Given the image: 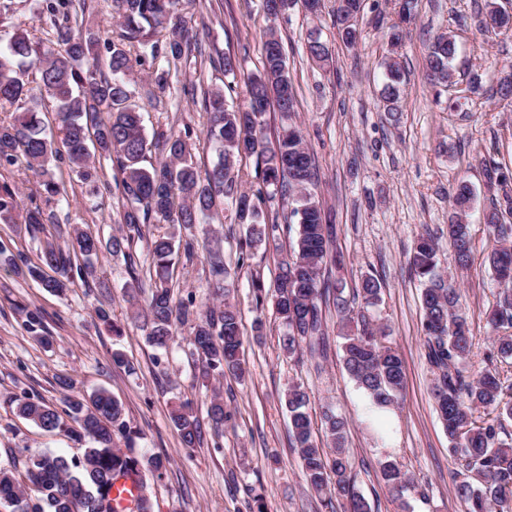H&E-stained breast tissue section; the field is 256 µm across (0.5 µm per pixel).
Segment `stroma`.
Returning <instances> with one entry per match:
<instances>
[{
	"label": "stroma",
	"instance_id": "35a3bbf8",
	"mask_svg": "<svg viewBox=\"0 0 512 512\" xmlns=\"http://www.w3.org/2000/svg\"><path fill=\"white\" fill-rule=\"evenodd\" d=\"M485 0H418L404 27L398 51H391L389 33L397 22L398 0H364L357 18L355 45L343 42L333 22L334 0H324L318 14L294 5L268 20L261 0H183L182 12L205 23L200 52L187 59L134 66L128 79L144 112L146 136L191 127L200 174L210 172L217 151L207 135L203 92L227 88L228 105L247 101L245 79L263 68L262 44L267 31L281 38L295 89L293 120L314 157L318 181L314 192L336 227L332 248L341 266H328L324 276L357 287L370 273L382 284L381 300L371 313L385 330L386 341L404 361L402 398L391 420H372L366 401L343 365L336 308L323 307L330 348L326 359L288 357L279 337L282 329L272 302L256 310L250 276L259 274L273 290L279 260L290 254L298 226L287 223L291 210L281 199L266 201L268 218L284 219L276 240L253 246L250 269L227 281V295L241 314L247 375L202 377L192 354V328L181 325L169 350L146 343L141 327L129 319L132 280L148 283L145 242H137L136 269L123 256L102 254L87 282H76L66 296L46 292L26 273L37 259L41 239L20 224L0 223V244L17 264H0V463L17 458L20 449L50 451L70 458L82 445L63 434L48 433L18 417L16 400L40 399L61 406L66 394L61 379L74 391L103 388L125 407L137 436L135 455L168 457L164 478L149 480L153 512H322L318 494L307 484L295 447L285 394L302 385L310 395L312 432L322 437V415L332 408L348 423V448L356 487L371 512H401L388 496L378 468L382 456L400 461L413 475L416 490L408 492L410 512H461L450 477L448 435L437 418L429 393L431 373L421 332L422 286L408 270L415 239L424 232L439 238L440 268L454 272L462 289V308L473 336L475 372L491 371L512 380V360L497 356L485 314L496 305L499 287L492 280L487 257L496 243L482 214L491 194L484 177L485 160L512 170V102L493 97L499 79L512 72V32L481 31L473 18ZM45 46L56 41L54 22L37 0H0V46L17 34ZM453 35L455 82L435 92L425 76L428 45L438 35ZM318 38L329 49L328 61L309 59L306 44ZM232 56L235 72L219 61ZM397 56L404 78L396 116L383 109L386 64ZM169 68L165 92H149L152 68ZM101 182L97 193L59 164L54 173L63 187L55 208L60 225L77 224L101 239L116 234L122 200L109 160L97 159ZM475 190L467 217L471 226L472 261L455 271L445 234L452 216L448 195L459 180ZM200 243L220 242L227 264H235L248 231L236 223L231 203L221 204L196 225ZM173 298L195 294L213 300L212 281L204 257L179 263L173 272ZM110 312L111 324L99 321L94 307ZM39 310L54 341L36 343L23 328L25 313ZM264 329L255 333L254 320ZM122 327L114 334L112 325ZM125 353L134 363L127 372L112 360ZM220 395L231 414L220 447L204 438L197 448L183 447L170 421L175 404L190 402L194 414L206 419L213 395Z\"/></svg>",
	"mask_w": 512,
	"mask_h": 512
}]
</instances>
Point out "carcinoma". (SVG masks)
Here are the masks:
<instances>
[{
    "label": "carcinoma",
    "instance_id": "1",
    "mask_svg": "<svg viewBox=\"0 0 512 512\" xmlns=\"http://www.w3.org/2000/svg\"><path fill=\"white\" fill-rule=\"evenodd\" d=\"M497 0H486L484 11L476 15L480 30L511 29L512 16H504ZM179 0H113L120 33L107 39L109 58L102 69L95 48L97 32L69 24L73 7L85 10L86 3L74 0H43V10L60 14L56 25L58 50L35 63L37 48L25 35L11 38L0 49V105L16 106L11 121H0V166L24 165L41 178L46 202L55 201L59 185L49 169L50 159L67 161L70 169L86 183L97 179L93 158L97 155L112 162L116 186L126 200L120 223L127 231L102 241L98 236L74 225L60 246L45 241L38 262L26 265L30 277L54 295L63 294L74 277L86 278L93 270V259L102 251L121 254L134 267V240L143 239V226L163 222L179 224L187 234L179 239L153 236L148 241L151 292L144 307L133 311L134 319H143L147 343L168 350L176 326L191 324L193 353L204 373L222 377L230 373L245 377L241 358V316L237 307L224 300L204 307L195 295L175 302L169 282L174 266L198 255V240L190 233L202 217L211 212L216 199L250 198L246 207L235 206L237 223L248 226L255 240L274 237L278 224L265 220L261 204L279 195L290 198L298 207L299 235L293 253L279 262L274 289L276 314L283 327L281 347L289 356L307 352L312 358H324L328 338L323 329V300L333 297L339 318L344 367L370 404L388 408L398 403L404 385V366L400 353L382 341L383 330L368 315L380 300L381 282L367 275L361 279L356 296L363 309L356 312L345 296L343 285L321 281L322 270L330 259L328 243L332 227L322 212L311 186L316 167L299 132L289 126L270 145L262 133V112L255 104L275 103L284 113L294 111V95L283 97L282 89L292 85L286 60L274 61L272 48L283 49L276 34L268 32L263 44L265 61L262 73L248 78L247 105L226 104L224 89L206 92L209 113L207 136L219 145L218 162L203 178L193 163L195 142L191 129L161 137L162 159L147 168L143 165L148 142L142 109L132 102L126 80L132 70L130 48L137 46L179 60L191 48L192 29L178 9ZM363 9V0H336L334 24L342 30L343 40L356 43L355 22ZM455 42L440 35L431 43L427 55V78L434 87L453 83L451 61ZM403 67L399 61L387 63L388 81L382 99L385 111H398ZM35 82L38 93L28 87ZM55 109L59 140L47 136L42 118L45 100ZM243 155L256 156L262 187L249 195L238 191L237 162ZM487 185L501 196L483 214L488 232L498 242L488 256V266L502 287L496 307L489 313L492 329L512 327V192L500 166L492 159L483 161ZM474 200L471 185L457 182L449 201L453 214L448 224V243L455 267L463 270L471 262L470 225L464 218ZM22 218L28 233L36 237L44 225L55 223V213L39 206L21 208L17 192L7 182L0 184V222L15 224ZM439 246L429 233L419 235L409 256L410 273L422 289V340L425 358L432 372L430 394L444 429L448 433V453L453 459L455 491L464 504L463 512H512V438L501 437L503 421L512 419V401L502 402L505 382L491 372L476 378L468 375L473 336L467 318L460 310V289L454 276L439 272ZM209 274L216 284L229 275L224 251L217 247L208 253ZM24 328L36 341L50 343V336L39 312L26 313ZM309 395L299 385L288 388L286 403L291 414L292 433L302 461L307 483L326 492L321 501L325 509L338 507L342 512H370L365 497L356 489L353 464L347 448V422L329 412L324 415L325 442L332 454L314 439L307 413ZM496 413V417L477 420L478 409ZM19 414L48 432H64L88 447L81 456L67 459L49 452L31 453L22 448L26 472L16 465H0V505L11 512H111L110 501L116 481L133 480L137 494L134 512H152L146 477H162L169 460L159 455L136 456L129 448L133 435L125 419L124 405L106 390L90 396L71 395L65 408L33 401H19ZM211 428L223 434L228 418L224 401L211 399L208 409ZM170 420L179 432L183 447L194 448L203 440V428L193 415L190 403L175 405ZM126 441V448L116 441ZM381 475L389 494L399 499L414 487V478L396 461L386 457L380 462ZM333 473V485L327 484Z\"/></svg>",
    "mask_w": 512,
    "mask_h": 512
}]
</instances>
